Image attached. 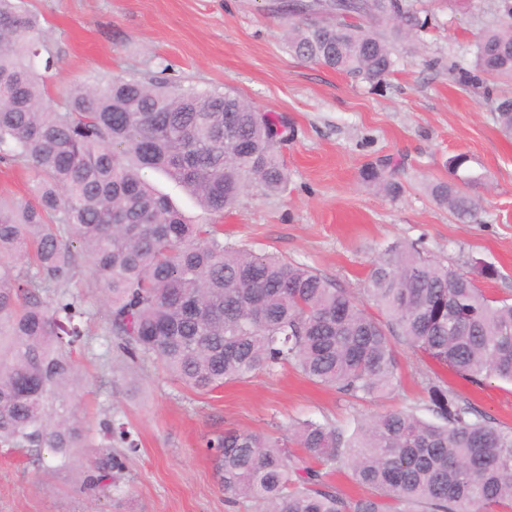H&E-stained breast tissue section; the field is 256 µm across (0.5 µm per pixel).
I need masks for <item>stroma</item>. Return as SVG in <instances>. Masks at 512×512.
Wrapping results in <instances>:
<instances>
[{
  "label": "stroma",
  "instance_id": "obj_1",
  "mask_svg": "<svg viewBox=\"0 0 512 512\" xmlns=\"http://www.w3.org/2000/svg\"><path fill=\"white\" fill-rule=\"evenodd\" d=\"M411 2L427 24L395 42V71L375 88L295 56L276 0H17L38 16L57 59L48 86L56 103L71 85L169 65L184 85L234 91L294 127L279 148L286 187L270 193L250 183L221 215L145 171L189 223L219 225L239 248L306 264L360 300L373 259L395 241L418 243L490 296H512V138L492 114L499 99L512 97V81L464 87L452 76L454 67L472 68L473 47L499 0ZM459 153L468 163L458 187L483 206L477 224L459 223L430 194L431 184L450 179L448 160ZM386 157L401 164L394 197L362 178L368 164ZM485 265L497 268L496 279L481 276ZM70 291L90 326L74 353L82 386L70 398L88 445L63 465L47 452L0 447V512H244L226 502L207 438L235 428L281 439L290 423L308 418L350 433L372 414L420 404L429 378L512 428V384L474 385L401 342L399 386L373 399H350L291 366L201 395L156 363L127 364L90 271ZM113 416L127 423L138 450L108 486L83 488L77 474L90 452L121 451L100 428Z\"/></svg>",
  "mask_w": 512,
  "mask_h": 512
}]
</instances>
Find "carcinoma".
<instances>
[{
  "label": "carcinoma",
  "instance_id": "1",
  "mask_svg": "<svg viewBox=\"0 0 512 512\" xmlns=\"http://www.w3.org/2000/svg\"><path fill=\"white\" fill-rule=\"evenodd\" d=\"M288 46L374 87L396 65L391 41L424 27L408 0H280ZM368 17L388 32L347 21ZM56 65L41 23L16 0H0V163L35 178L33 198L0 203V446L62 458L85 447L83 421L66 406L75 386L74 347L84 313L69 293L85 267L100 285L109 329L133 363L155 360L177 382L207 394L227 382L292 365L343 394L377 397L398 384L397 338L480 385L512 382V299L488 296L468 274L396 242L373 260L366 295L380 316L318 272L224 242L214 224H189L144 180L163 172L205 211L221 215L250 180L269 192L288 182L276 136L294 133L237 93L200 91L157 75L72 88L52 107L45 79ZM512 76V0L475 44L479 75ZM512 136V100L493 109ZM365 181L395 195L386 159ZM432 197L461 223L479 220L478 199L451 181ZM56 294V307L41 294ZM425 409L375 414L351 435L328 421H297L288 440L227 429L210 438L225 500L247 512H512V430L491 421L440 380ZM102 430L127 451L126 423ZM346 467L371 493L349 500L329 482ZM124 456L92 455L85 486L104 487Z\"/></svg>",
  "mask_w": 512,
  "mask_h": 512
}]
</instances>
